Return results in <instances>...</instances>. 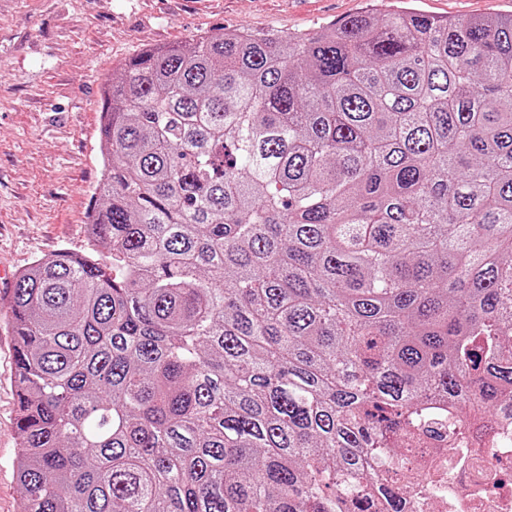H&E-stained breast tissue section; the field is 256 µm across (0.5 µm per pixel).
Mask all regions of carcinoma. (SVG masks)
<instances>
[{
    "mask_svg": "<svg viewBox=\"0 0 512 512\" xmlns=\"http://www.w3.org/2000/svg\"><path fill=\"white\" fill-rule=\"evenodd\" d=\"M88 251L21 271L24 512H369L512 399V15L128 58ZM391 512L407 485L383 488Z\"/></svg>",
    "mask_w": 512,
    "mask_h": 512,
    "instance_id": "cac0c4a2",
    "label": "carcinoma"
}]
</instances>
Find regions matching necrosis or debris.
<instances>
[{
    "label": "necrosis or debris",
    "mask_w": 512,
    "mask_h": 512,
    "mask_svg": "<svg viewBox=\"0 0 512 512\" xmlns=\"http://www.w3.org/2000/svg\"><path fill=\"white\" fill-rule=\"evenodd\" d=\"M436 454L422 444L406 449L408 470L395 474L394 480L400 483L416 474L422 485L419 493L402 500L401 512H512V427L494 428L478 459L460 456L440 485L430 469Z\"/></svg>",
    "instance_id": "1"
}]
</instances>
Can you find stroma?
I'll return each mask as SVG.
<instances>
[{
  "mask_svg": "<svg viewBox=\"0 0 512 512\" xmlns=\"http://www.w3.org/2000/svg\"><path fill=\"white\" fill-rule=\"evenodd\" d=\"M440 18L512 14V0H0V266L84 251L101 169V90L146 47L304 32L399 7ZM0 315V512H23L15 340Z\"/></svg>",
  "mask_w": 512,
  "mask_h": 512,
  "instance_id": "35a3bbf8",
  "label": "stroma"
}]
</instances>
